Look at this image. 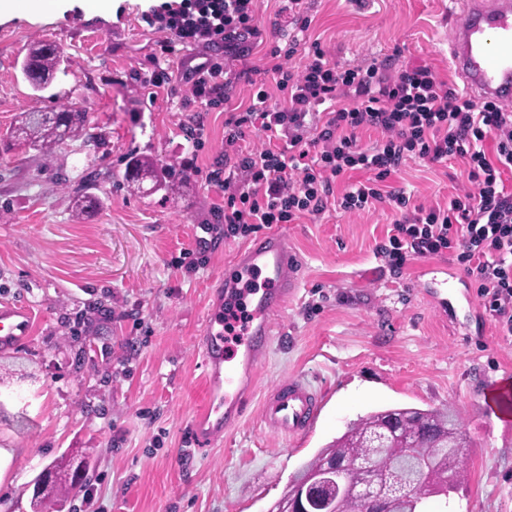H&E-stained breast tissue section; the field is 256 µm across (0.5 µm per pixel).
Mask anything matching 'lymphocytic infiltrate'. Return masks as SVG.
Instances as JSON below:
<instances>
[{
    "instance_id": "1",
    "label": "lymphocytic infiltrate",
    "mask_w": 512,
    "mask_h": 512,
    "mask_svg": "<svg viewBox=\"0 0 512 512\" xmlns=\"http://www.w3.org/2000/svg\"><path fill=\"white\" fill-rule=\"evenodd\" d=\"M301 2L288 0L284 7L299 34L311 25ZM260 8V0H163L141 14L163 33V56L190 48L198 57L178 78L156 67L149 85L174 96L188 92L207 111L225 114L228 153L207 175L224 204L198 238L197 251L208 252L218 237L245 238L276 224L319 218L334 204L350 214L384 205L396 217L377 253L390 270L402 271L417 257L452 256L474 283L484 313L501 335L511 336L512 189L503 171L512 169V107L474 102L427 65H405L393 75L375 65L341 67L317 40L304 67L293 70L288 62L299 34L282 41L281 22L262 24ZM261 45L264 67L238 73L255 87V102L225 110V58L246 57ZM255 129L264 134V146L244 148ZM369 131L379 138L365 149L360 139ZM489 139L496 145L492 158L484 150ZM412 157L430 164L462 159L468 188L444 207L414 204L412 194L388 184ZM356 170L367 172L366 181L335 194V181Z\"/></svg>"
}]
</instances>
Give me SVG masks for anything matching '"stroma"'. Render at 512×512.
Masks as SVG:
<instances>
[{"instance_id": "stroma-1", "label": "stroma", "mask_w": 512, "mask_h": 512, "mask_svg": "<svg viewBox=\"0 0 512 512\" xmlns=\"http://www.w3.org/2000/svg\"><path fill=\"white\" fill-rule=\"evenodd\" d=\"M155 0H115L111 13L76 6L0 23V131L19 113L74 103L89 114L92 143L73 141L43 158L22 143L0 148V304L29 307L33 330L0 350V512H31L32 483L65 451L87 450L86 480L72 512H271L299 467L349 422L384 407L452 406L473 440L468 475L450 512H512V421L490 413L484 392L512 378V341L495 321L465 308L476 288L449 255L419 258L391 274L376 253L393 220L384 206L331 210L290 225L302 265L299 293L274 317L278 335L261 366L262 387L291 374L324 392L312 431L298 444L270 432L258 402L209 453L186 434L206 402L198 340L206 292L223 277L236 240H217L195 273L183 266L224 195L204 172L224 159V115L143 81L161 34L142 22ZM309 39L347 68L394 72L426 64L453 88L448 63L453 0H303ZM39 41L65 55L52 97L38 100L19 64ZM203 119L194 151L182 131ZM197 153L198 172L182 168ZM170 167L179 189L131 194L130 155ZM95 174L101 204L75 217L72 198ZM415 203L444 206L468 184L462 160L409 159L391 177ZM456 273L454 322L433 308L422 267Z\"/></svg>"}]
</instances>
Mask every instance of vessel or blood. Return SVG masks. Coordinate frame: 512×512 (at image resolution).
Instances as JSON below:
<instances>
[{"label":"vessel or blood","mask_w":512,"mask_h":512,"mask_svg":"<svg viewBox=\"0 0 512 512\" xmlns=\"http://www.w3.org/2000/svg\"><path fill=\"white\" fill-rule=\"evenodd\" d=\"M448 60L473 100L512 103V0H461L448 37ZM299 261L285 229L258 235L236 251L224 272L225 302H232L248 277L259 274L263 288L252 291L249 318L233 351L224 349V329L208 321L200 343L208 404L196 417L190 440L197 452L243 419L247 400L259 383V367L275 336L274 317L295 299L300 285ZM32 333L28 311L0 307V347L23 343ZM324 397L299 375L267 389L260 415L265 427L295 440L317 422Z\"/></svg>","instance_id":"obj_1"}]
</instances>
